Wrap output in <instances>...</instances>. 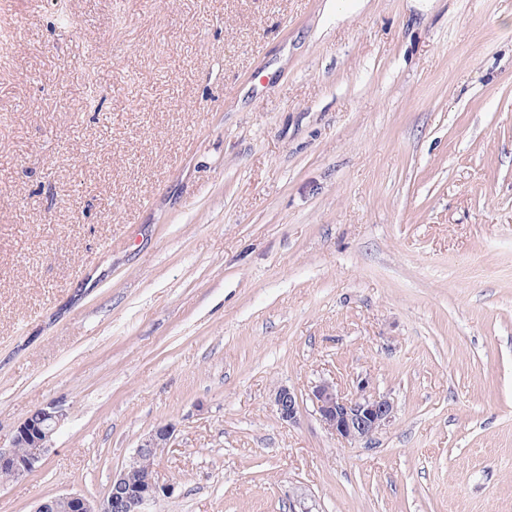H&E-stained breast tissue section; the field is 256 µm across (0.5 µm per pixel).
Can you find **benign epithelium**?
I'll return each mask as SVG.
<instances>
[{"label": "benign epithelium", "instance_id": "1", "mask_svg": "<svg viewBox=\"0 0 512 512\" xmlns=\"http://www.w3.org/2000/svg\"><path fill=\"white\" fill-rule=\"evenodd\" d=\"M310 399L325 427L340 437L359 441L371 438L390 425L395 418L391 399L370 389L368 381L357 382L354 394L345 395L336 385L322 380L313 387ZM278 418L294 423L300 409V398L287 387L278 388L273 396ZM66 414L54 405L31 413L16 429L10 447L0 448V473L14 480L31 474L52 449L51 438ZM174 429L165 424L156 427L139 442L135 454L118 473L112 475V493L99 500L78 494L57 496L41 501L34 512H149L151 504L173 491L160 483L155 469L144 468L142 460L153 459L169 447Z\"/></svg>", "mask_w": 512, "mask_h": 512}]
</instances>
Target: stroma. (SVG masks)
Returning a JSON list of instances; mask_svg holds the SVG:
<instances>
[{
    "label": "stroma",
    "mask_w": 512,
    "mask_h": 512,
    "mask_svg": "<svg viewBox=\"0 0 512 512\" xmlns=\"http://www.w3.org/2000/svg\"><path fill=\"white\" fill-rule=\"evenodd\" d=\"M50 403L0 512L162 424L150 512H512V0H0V444ZM325 427L340 437L359 441L371 438L395 418L391 399L358 381L350 397L327 380L315 384L309 396ZM272 402L281 421L288 424L296 422L300 409V398L297 394L287 387H280L275 391ZM65 417L66 414L52 404L31 413L17 427L10 447L2 449L0 445V473L10 474L12 480L31 474L50 453L51 438Z\"/></svg>",
    "instance_id": "35a3bbf8"
}]
</instances>
